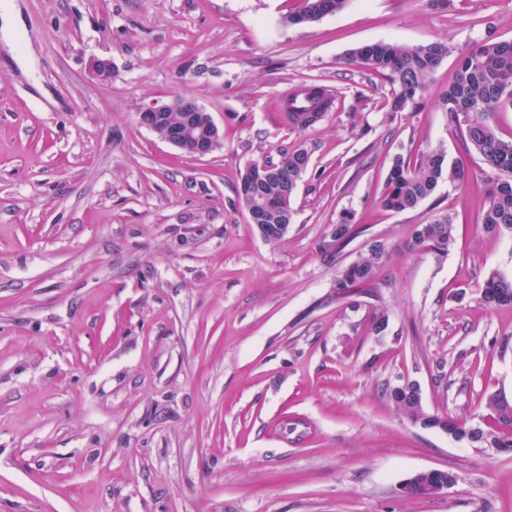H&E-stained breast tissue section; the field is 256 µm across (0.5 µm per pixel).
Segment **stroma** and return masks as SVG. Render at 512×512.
<instances>
[{"label":"stroma","mask_w":512,"mask_h":512,"mask_svg":"<svg viewBox=\"0 0 512 512\" xmlns=\"http://www.w3.org/2000/svg\"><path fill=\"white\" fill-rule=\"evenodd\" d=\"M6 3L23 21L0 46V512H512V451L382 393L415 383L425 415L470 424L512 402V305L481 300L490 273L512 278V234L484 231L489 169L439 104L462 53L512 40V0H349L299 24L287 0ZM382 40L447 44L419 111L344 66ZM311 85L333 105L302 130L279 97ZM182 95L224 133L209 156L138 123ZM299 146L311 164L270 243L239 175ZM439 146L467 181L383 209L394 157ZM347 213L364 233L323 253ZM440 214L454 250H408ZM374 237L392 252L373 287L337 295ZM424 469L451 472L448 493L403 496ZM397 387L398 386L386 385L383 388V394L412 420L423 421L428 418L424 416L419 396L414 392L408 393L406 391H400Z\"/></svg>","instance_id":"35a3bbf8"}]
</instances>
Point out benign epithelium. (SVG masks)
Masks as SVG:
<instances>
[{
    "mask_svg": "<svg viewBox=\"0 0 512 512\" xmlns=\"http://www.w3.org/2000/svg\"><path fill=\"white\" fill-rule=\"evenodd\" d=\"M89 72L99 81L112 79V60L109 58L94 57L89 62ZM181 113V124L176 127L167 125L168 113ZM204 109L192 97L179 96L165 103H155L139 113V123L172 146L192 151V155L205 157L214 152L218 144L223 141L224 134L220 131L214 120L200 122V115ZM455 479L445 477L436 469L419 471L403 481L400 492L404 496H411L419 489L430 495L441 494L454 484Z\"/></svg>",
    "mask_w": 512,
    "mask_h": 512,
    "instance_id": "1",
    "label": "benign epithelium"
}]
</instances>
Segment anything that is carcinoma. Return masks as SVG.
I'll list each match as a JSON object with an SVG mask.
<instances>
[{
    "label": "carcinoma",
    "mask_w": 512,
    "mask_h": 512,
    "mask_svg": "<svg viewBox=\"0 0 512 512\" xmlns=\"http://www.w3.org/2000/svg\"><path fill=\"white\" fill-rule=\"evenodd\" d=\"M295 2L289 21L306 17L315 22L342 11L348 0ZM447 53V45L441 42L405 46L379 41L352 50L346 63L376 73H388L392 81L391 109L402 112L409 106L417 109L423 104L427 81ZM308 98L312 106L302 110L300 121H294L295 113H287L288 123L304 130L313 126L306 120L309 114L320 119L325 117V113L319 111V99L311 94ZM441 105L456 123L465 151L479 155L492 172L487 205L482 207L481 224L485 232L490 235L512 233V139L502 138L491 122L495 113L512 107V40L486 41L463 53L457 60L453 80L441 98ZM308 157L306 149L296 148L279 150L276 161L269 157L260 159V163L275 171L260 186L262 194L272 201L258 224V230L268 241L280 239L284 235L280 226L292 223L291 199L295 191L286 185L293 184L296 177L303 178L308 169ZM444 180L462 183L466 180V171L456 163L447 162L443 149L437 148L415 161L398 156L387 174L380 204L394 212L414 210ZM364 231L365 228L353 225L352 218L345 215L333 226L330 240L323 242L321 248L326 253L339 251ZM454 244V224L448 217L444 221L434 219L416 225L406 247L413 252L443 257ZM388 255L385 240H372L358 259L338 270L334 282L336 294L347 295L373 284ZM481 300L490 307L512 305V279L491 274L484 283ZM383 394L412 420L425 419L421 399L416 393L387 385ZM489 406L496 414V424L480 431L478 446L512 449V405L494 398Z\"/></svg>",
    "instance_id": "cac0c4a2"
}]
</instances>
